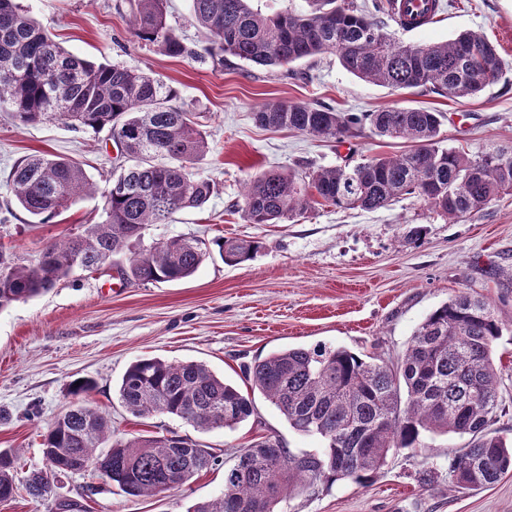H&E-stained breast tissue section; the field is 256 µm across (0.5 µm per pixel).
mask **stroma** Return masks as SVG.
<instances>
[{
  "label": "stroma",
  "instance_id": "35a3bbf8",
  "mask_svg": "<svg viewBox=\"0 0 512 512\" xmlns=\"http://www.w3.org/2000/svg\"><path fill=\"white\" fill-rule=\"evenodd\" d=\"M424 31H395L405 43L444 42L473 30L494 43L503 74L479 95L455 101L432 93L396 92L360 80L325 54L293 72L236 58H173L139 43L130 28L133 0H19L70 53L93 62L123 64L173 87L196 112L210 144L191 168L214 183L199 209L155 224L145 244L193 236L214 245L226 238L257 240L261 248L237 266L207 259L196 273L171 283H125L111 289L109 274L75 273L47 293L0 310V449L20 453L19 477L44 470L41 435L73 400L72 384L91 380L85 403L106 412L115 437L177 434L213 449L219 463L182 488L154 498L102 489L94 472L56 478L43 501L25 490L0 503V512H55L70 499L85 512H187L222 495L224 471L240 449L267 436L292 450H316L317 437L291 428L263 395L255 412L235 428L200 431L166 414L133 417L123 407L119 382L141 357L197 361L239 389L246 366L288 347H344L358 354H401L423 319L465 292L493 306L506 331L495 352L502 359L503 408L488 431L512 438V194L457 223L414 198L377 211L319 206L279 224H248L236 212L247 180L265 171H304L363 162L407 150L403 139L362 135L344 144L256 125L269 101L316 103L340 112L425 107L442 113L445 146L477 157L512 147V0H443ZM116 145L108 130L73 128L53 120L26 127L0 115V242L24 261L81 224L100 222L104 199H77L60 216L34 224L9 192L13 165L47 152L83 164L97 186L114 170ZM422 228L420 238L410 235ZM422 448L389 453L374 481L296 489L278 512H512V474L495 486L464 490L448 467L469 435H424Z\"/></svg>",
  "mask_w": 512,
  "mask_h": 512
}]
</instances>
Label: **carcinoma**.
Segmentation results:
<instances>
[{"instance_id": "carcinoma-1", "label": "carcinoma", "mask_w": 512, "mask_h": 512, "mask_svg": "<svg viewBox=\"0 0 512 512\" xmlns=\"http://www.w3.org/2000/svg\"><path fill=\"white\" fill-rule=\"evenodd\" d=\"M168 0H135L134 36L171 57L199 53L166 23ZM252 0H192L194 21L208 34L205 52L262 67H282L332 53L357 78L395 91L471 97L499 81L503 61L476 31L434 44L403 43L376 18L383 0H306L309 9L267 15ZM163 81L120 64L74 56L16 0H0V112L19 126L50 120L110 128L117 148L134 164L102 191L103 220L49 241L39 259L20 263L0 246V310L42 295L76 271L115 269L138 283L192 276L211 256L206 243L173 237L127 254L153 224L203 206L213 184L190 165L210 150L194 114L174 105ZM265 129H289L342 144L364 132L410 141L406 152L304 174L267 171L247 183L241 208L248 224H279L315 206L376 211L413 196L458 221L512 192V149L471 158L442 145L440 113L394 107L345 113L304 102L271 101L255 112ZM163 163L155 162L157 158ZM16 203L46 224L82 193L95 190L76 163L33 154L9 174ZM224 264L253 259L259 242H216ZM504 324L483 299L457 295L415 329L397 362L377 361L345 348H287L246 368L261 393L295 430L319 437L323 448L295 452L269 436L240 450L224 472V493L187 512H276L297 487L350 481L365 487L390 451L422 447L426 433L471 436L450 470L461 489L488 487L512 472V441L487 432L498 410L501 367L494 346ZM135 417L179 418L200 430L234 428L254 414L252 399L195 361L155 357L130 364L118 389ZM47 469L31 473L27 494L44 500L52 480L89 469L131 497L177 489L216 465L218 456L188 438L112 439L108 415L74 401L42 435ZM19 452L0 450V501L13 497Z\"/></svg>"}]
</instances>
